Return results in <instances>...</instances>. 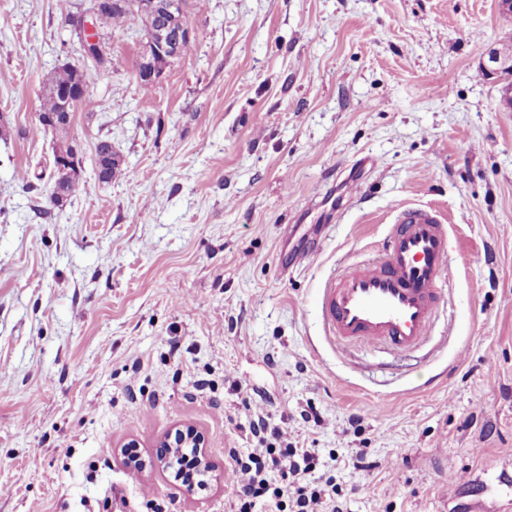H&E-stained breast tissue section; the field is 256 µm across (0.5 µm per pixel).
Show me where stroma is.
Returning <instances> with one entry per match:
<instances>
[{"instance_id":"35a3bbf8","label":"stroma","mask_w":512,"mask_h":512,"mask_svg":"<svg viewBox=\"0 0 512 512\" xmlns=\"http://www.w3.org/2000/svg\"><path fill=\"white\" fill-rule=\"evenodd\" d=\"M82 2L0 0V512H111L116 485L130 512L145 491L161 512H234L228 451L255 447L259 415L326 455L348 512H502L512 112L478 74L512 40L497 0H189L194 48L147 94L140 18L98 23L106 76L67 20ZM66 61L91 105L69 131L80 191L56 207L57 136L36 115ZM104 138L126 169L109 183ZM408 207L448 230L432 338L340 347L320 292L380 253ZM185 426L213 465L205 488L120 463L118 448L152 457Z\"/></svg>"}]
</instances>
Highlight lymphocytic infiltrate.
<instances>
[{
	"mask_svg": "<svg viewBox=\"0 0 512 512\" xmlns=\"http://www.w3.org/2000/svg\"><path fill=\"white\" fill-rule=\"evenodd\" d=\"M256 448L230 450L229 475L236 491L234 512H347L346 497L333 480H312L319 451L289 442L283 429L265 419L251 422Z\"/></svg>",
	"mask_w": 512,
	"mask_h": 512,
	"instance_id": "f902f5d3",
	"label": "lymphocytic infiltrate"
}]
</instances>
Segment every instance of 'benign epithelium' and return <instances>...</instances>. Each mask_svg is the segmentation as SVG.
I'll list each match as a JSON object with an SVG mask.
<instances>
[{
    "mask_svg": "<svg viewBox=\"0 0 512 512\" xmlns=\"http://www.w3.org/2000/svg\"><path fill=\"white\" fill-rule=\"evenodd\" d=\"M109 6L108 0H88V7L78 24L80 32V45L83 56L89 58L105 54V48L97 36V22ZM178 4L175 0H145L142 10L151 18L157 19L154 27H149L143 38L144 57L150 58L152 54L173 53V56L182 55L184 46L193 42L192 30L183 18L176 17ZM512 71V59H506L497 54L495 50H488L478 63V72L486 80L502 83L500 103L507 110L512 109V83L502 80L503 72ZM86 94V80L80 78L74 86L57 90V95L68 105ZM165 451L155 460V464L163 468H173L182 448H194L198 457L202 459L200 476L202 479L195 484L186 485V490L192 492L195 487L207 484L204 477L211 473L210 466L203 456V441L191 429H178L162 442Z\"/></svg>",
    "mask_w": 512,
    "mask_h": 512,
    "instance_id": "7a95c632",
    "label": "benign epithelium"
}]
</instances>
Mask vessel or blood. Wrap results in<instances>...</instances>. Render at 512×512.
Segmentation results:
<instances>
[{
  "label": "vessel or blood",
  "instance_id": "obj_1",
  "mask_svg": "<svg viewBox=\"0 0 512 512\" xmlns=\"http://www.w3.org/2000/svg\"><path fill=\"white\" fill-rule=\"evenodd\" d=\"M448 237L432 210L401 211L382 253L324 288L322 320L342 344L415 348L430 334L448 272Z\"/></svg>",
  "mask_w": 512,
  "mask_h": 512
}]
</instances>
